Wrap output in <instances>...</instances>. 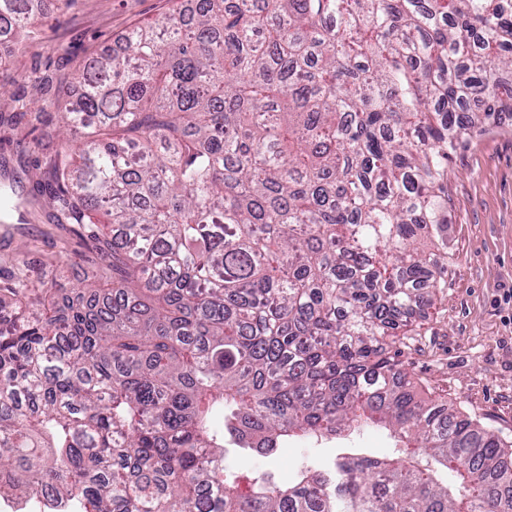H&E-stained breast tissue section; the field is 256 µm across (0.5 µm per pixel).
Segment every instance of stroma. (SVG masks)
<instances>
[{
  "label": "stroma",
  "instance_id": "1",
  "mask_svg": "<svg viewBox=\"0 0 512 512\" xmlns=\"http://www.w3.org/2000/svg\"><path fill=\"white\" fill-rule=\"evenodd\" d=\"M173 0H70L64 11L46 4L43 36L0 46L6 61L0 82V199L26 202L0 224V286L18 273L34 275L62 265L69 286L90 263L75 224H59L34 176L48 178L50 152L60 142L50 102L77 96L74 75L93 52L111 49L128 32L168 14ZM40 139L34 152L27 141ZM512 124L499 121L475 132L448 162V286L436 305L415 316L419 331L400 360L421 398L447 400L449 410L472 419L512 445ZM392 450L387 431L369 428L343 440L295 441L276 457L233 455L228 466L242 485L272 474L288 484L299 468H330L339 454L381 457Z\"/></svg>",
  "mask_w": 512,
  "mask_h": 512
}]
</instances>
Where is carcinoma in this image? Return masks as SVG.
I'll use <instances>...</instances> for the list:
<instances>
[{"mask_svg": "<svg viewBox=\"0 0 512 512\" xmlns=\"http://www.w3.org/2000/svg\"><path fill=\"white\" fill-rule=\"evenodd\" d=\"M176 2L54 103L57 222L112 276L0 288V502L512 512V448L391 351L445 285L448 159L512 111L505 0ZM371 427L392 455L247 494L225 466Z\"/></svg>", "mask_w": 512, "mask_h": 512, "instance_id": "carcinoma-1", "label": "carcinoma"}]
</instances>
